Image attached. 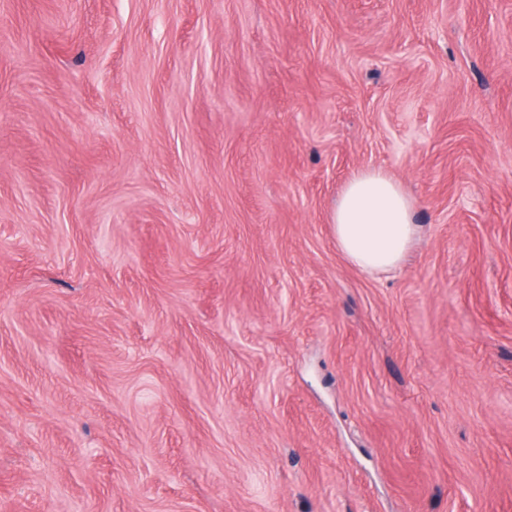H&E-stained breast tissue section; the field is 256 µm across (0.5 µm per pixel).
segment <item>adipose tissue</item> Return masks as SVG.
Instances as JSON below:
<instances>
[{
    "label": "adipose tissue",
    "mask_w": 512,
    "mask_h": 512,
    "mask_svg": "<svg viewBox=\"0 0 512 512\" xmlns=\"http://www.w3.org/2000/svg\"><path fill=\"white\" fill-rule=\"evenodd\" d=\"M330 222L338 249L363 273H393L421 236L414 204L384 171L354 175L334 202Z\"/></svg>",
    "instance_id": "ef3b65f1"
}]
</instances>
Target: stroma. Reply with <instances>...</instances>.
I'll list each match as a JSON object with an SVG mask.
<instances>
[{"label": "stroma", "mask_w": 512, "mask_h": 512, "mask_svg": "<svg viewBox=\"0 0 512 512\" xmlns=\"http://www.w3.org/2000/svg\"><path fill=\"white\" fill-rule=\"evenodd\" d=\"M0 512H512V0H0ZM330 224L336 246L368 275L393 273L421 236L413 201L378 169L354 175L334 202Z\"/></svg>", "instance_id": "35a3bbf8"}]
</instances>
